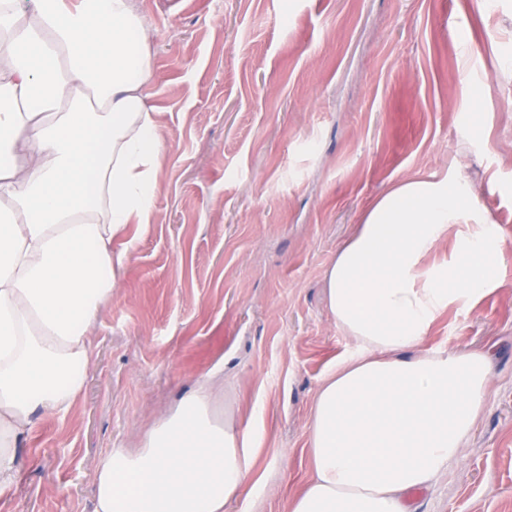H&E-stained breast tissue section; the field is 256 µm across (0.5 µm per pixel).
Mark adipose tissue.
I'll return each mask as SVG.
<instances>
[{
	"mask_svg": "<svg viewBox=\"0 0 512 512\" xmlns=\"http://www.w3.org/2000/svg\"><path fill=\"white\" fill-rule=\"evenodd\" d=\"M153 30L133 0H0V489L20 440L64 416L92 367L97 316L146 224L170 145L149 102ZM452 171L399 183L365 211L325 280L354 350L308 417L311 475L288 512H407L459 461L486 409L490 349L429 344L451 310L505 285L506 235ZM198 390L96 465L94 512H224L259 437Z\"/></svg>",
	"mask_w": 512,
	"mask_h": 512,
	"instance_id": "1",
	"label": "adipose tissue"
}]
</instances>
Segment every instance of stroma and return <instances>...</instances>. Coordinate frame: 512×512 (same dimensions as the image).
<instances>
[{
	"instance_id": "35a3bbf8",
	"label": "stroma",
	"mask_w": 512,
	"mask_h": 512,
	"mask_svg": "<svg viewBox=\"0 0 512 512\" xmlns=\"http://www.w3.org/2000/svg\"><path fill=\"white\" fill-rule=\"evenodd\" d=\"M134 3L172 141L153 219L128 227L80 400L21 440L0 512H93V465L217 367L224 408L262 434L256 486L227 512H287L309 477L313 398L352 350L325 273L367 206L458 160L512 249V0ZM431 342L497 357L485 415L413 512H512V269Z\"/></svg>"
}]
</instances>
